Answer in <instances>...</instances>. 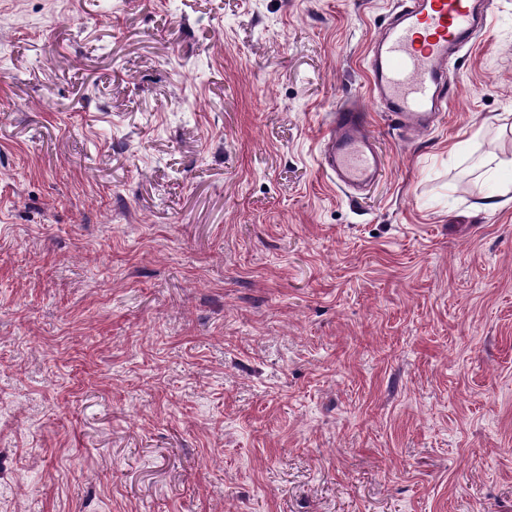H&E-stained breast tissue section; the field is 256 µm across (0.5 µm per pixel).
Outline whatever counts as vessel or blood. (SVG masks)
<instances>
[{"label": "vessel or blood", "mask_w": 512, "mask_h": 512, "mask_svg": "<svg viewBox=\"0 0 512 512\" xmlns=\"http://www.w3.org/2000/svg\"><path fill=\"white\" fill-rule=\"evenodd\" d=\"M493 19L491 0H399L370 51L374 101L401 127L427 132L454 96L450 64ZM319 165L344 189H360L379 177L380 156L360 106L333 113Z\"/></svg>", "instance_id": "b4317fda"}]
</instances>
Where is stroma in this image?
<instances>
[{
	"label": "stroma",
	"instance_id": "stroma-1",
	"mask_svg": "<svg viewBox=\"0 0 512 512\" xmlns=\"http://www.w3.org/2000/svg\"><path fill=\"white\" fill-rule=\"evenodd\" d=\"M395 2L0 0V512H512V0L418 136ZM319 165L337 186L355 191L380 176V156L366 112L360 106L348 105L333 113Z\"/></svg>",
	"mask_w": 512,
	"mask_h": 512
}]
</instances>
